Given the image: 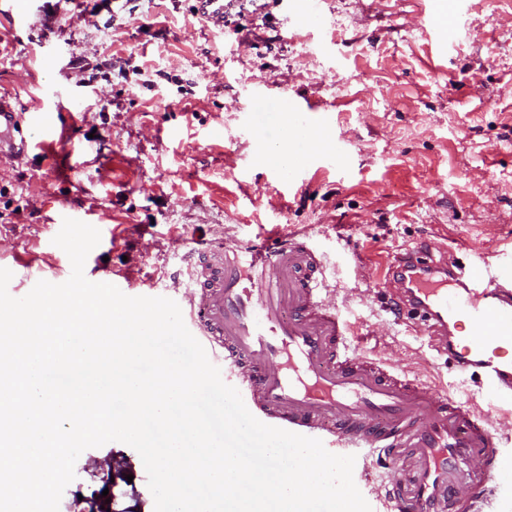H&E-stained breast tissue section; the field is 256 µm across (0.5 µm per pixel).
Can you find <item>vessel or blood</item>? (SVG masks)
<instances>
[{
  "label": "vessel or blood",
  "instance_id": "obj_1",
  "mask_svg": "<svg viewBox=\"0 0 512 512\" xmlns=\"http://www.w3.org/2000/svg\"><path fill=\"white\" fill-rule=\"evenodd\" d=\"M232 0H196L195 12L223 29ZM262 151L282 157L288 129L256 130ZM18 138L15 112L0 101V155L46 149L68 129L35 124ZM189 311L183 320L209 359L264 424L319 439L327 450L384 460L372 482L391 512H504L512 462L495 428L468 399L433 388L353 347L326 255L306 234L276 224L261 242L240 238L192 251ZM395 312L413 311L459 377H479L501 417L512 419V260H486L448 273L430 252L397 257ZM465 328L462 344L454 332ZM468 485L455 497L456 484Z\"/></svg>",
  "mask_w": 512,
  "mask_h": 512
}]
</instances>
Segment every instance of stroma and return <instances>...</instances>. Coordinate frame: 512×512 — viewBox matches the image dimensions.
I'll return each instance as SVG.
<instances>
[{
	"label": "stroma",
	"mask_w": 512,
	"mask_h": 512,
	"mask_svg": "<svg viewBox=\"0 0 512 512\" xmlns=\"http://www.w3.org/2000/svg\"><path fill=\"white\" fill-rule=\"evenodd\" d=\"M195 0H0V96L30 131L34 114L68 122L72 139L20 160L0 156V255L11 296L27 294L13 256L48 282L71 273L54 245L75 210L101 239L87 265L130 273L179 300L191 240L217 225L251 238L268 216L308 232L327 280L352 288L346 318L369 357L457 390L422 322L388 313L377 282L397 256L429 243L435 258L512 248V0H310L286 21L283 0H235L217 34ZM459 29L441 52L408 29L421 11ZM267 100L307 98L319 129L301 163L268 162L239 130L255 86ZM103 512H154L139 454L86 449L73 492Z\"/></svg>",
	"instance_id": "stroma-1"
}]
</instances>
